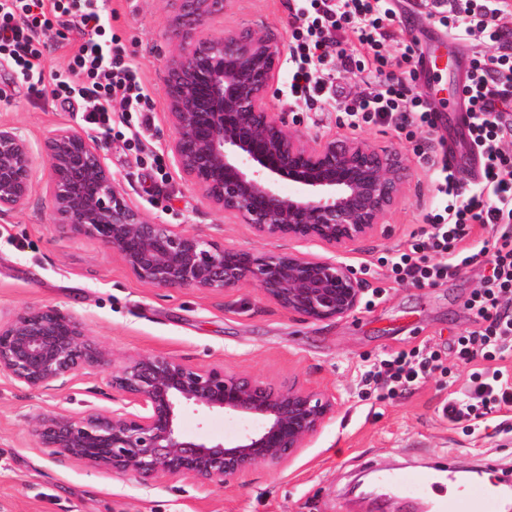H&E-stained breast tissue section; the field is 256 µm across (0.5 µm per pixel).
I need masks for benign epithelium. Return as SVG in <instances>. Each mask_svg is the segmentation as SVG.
Masks as SVG:
<instances>
[{
  "label": "benign epithelium",
  "instance_id": "1",
  "mask_svg": "<svg viewBox=\"0 0 512 512\" xmlns=\"http://www.w3.org/2000/svg\"><path fill=\"white\" fill-rule=\"evenodd\" d=\"M168 2V37L177 53L165 92L176 166L225 218L251 225L260 238L317 241L336 253L374 238L401 194V156L354 138L309 140L291 131L268 111L280 66L276 39L254 28L202 35L228 0ZM44 153L52 223L96 237L144 284L203 292L251 284L312 321L345 318L362 301L364 281L335 258L229 247L152 221L127 199L103 146L75 129L55 131ZM32 172L27 144L0 127V213L27 201ZM283 183L294 193L283 195ZM111 365L110 354L88 339L82 324L56 308L0 318V376L43 390L87 368H110L112 391L120 396L110 412L40 416L36 443L145 486L161 477L222 485L258 465H283L336 407L318 392L272 387L170 356L144 354ZM185 407L259 419L262 427L229 445L189 439L178 426Z\"/></svg>",
  "mask_w": 512,
  "mask_h": 512
}]
</instances>
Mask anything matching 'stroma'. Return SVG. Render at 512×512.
Here are the masks:
<instances>
[{
	"mask_svg": "<svg viewBox=\"0 0 512 512\" xmlns=\"http://www.w3.org/2000/svg\"><path fill=\"white\" fill-rule=\"evenodd\" d=\"M110 6L112 31L137 66L154 109L143 130L128 114L113 112L112 134L102 142L106 163L131 202L155 222L230 247L326 256L317 242L257 237L250 225L225 218L189 182L168 149L173 129L164 83L174 54L170 8L165 0H111ZM395 6V37L384 43V55L395 58L411 43L437 47L441 62L432 84H424L409 66L398 75L414 93L450 112L457 104L455 82L470 59L494 57L496 46L449 38L428 0H395ZM292 7L293 0H228L203 33L218 37L250 25L274 34L285 53ZM39 40L48 46L42 83L20 88L0 70V126L25 140L36 158L31 196L0 213V315L54 307L76 318L115 364L142 354L171 356L274 387L295 384L333 396L336 412L282 467L259 465L221 486L162 478L147 488L132 477L54 456L32 436L40 414L111 409L109 371L91 368L41 391L0 376V512H425L427 498L364 497L355 485L377 469L431 471L447 461L460 470H483L493 481L512 475V416L499 425L477 419L466 428L440 411L449 392H465L469 385L471 369L456 359L451 345L474 326L464 303L479 287L482 267L468 266L447 281L416 288L395 283L383 263L424 227L435 201L431 138L451 143L459 167L467 165V147L452 123L432 134L374 123L350 128L337 106L311 109L289 102L284 87L290 63L281 62L270 112L285 113L289 126L309 138L354 137L379 150L399 151L407 167L403 194L377 236L339 255L366 282L360 306L344 319L305 321L249 284L226 293L142 284L119 254L96 238L75 237L52 224L44 142L61 128L92 138L98 132L78 113L52 102V74L66 64L78 33L57 26ZM413 348L441 352L448 374H433L395 398H364L367 366ZM179 425L188 437L221 442L259 427L255 420L190 409L181 412Z\"/></svg>",
	"mask_w": 512,
	"mask_h": 512,
	"instance_id": "obj_1",
	"label": "stroma"
}]
</instances>
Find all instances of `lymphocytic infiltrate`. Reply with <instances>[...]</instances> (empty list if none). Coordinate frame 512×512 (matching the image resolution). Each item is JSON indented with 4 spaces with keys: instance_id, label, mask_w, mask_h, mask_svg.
I'll return each instance as SVG.
<instances>
[{
    "instance_id": "1",
    "label": "lymphocytic infiltrate",
    "mask_w": 512,
    "mask_h": 512,
    "mask_svg": "<svg viewBox=\"0 0 512 512\" xmlns=\"http://www.w3.org/2000/svg\"><path fill=\"white\" fill-rule=\"evenodd\" d=\"M292 30L288 98L298 102H336L351 126L386 124L396 129L416 126L435 131V111L422 96L410 93L401 79L389 75L369 91L342 98L327 82L331 60L325 48L344 34H355L357 50L340 52L344 69L365 71L367 63L386 67L380 48L390 37L397 16L393 0H299ZM512 0H449L440 23L463 26L476 41L492 42L496 57H473L466 86L470 121L466 140L480 162V178L465 186L447 148L431 157L437 172V206L429 228L413 233L406 249L391 261L396 282L424 288L454 276L461 268L485 260L488 269L465 306L478 327L457 337L458 361L472 366L463 396L449 395L441 406L449 421L492 420L512 407V373L502 361L512 359ZM108 0H0V66L20 83L43 80L44 47L38 35L53 26L77 30L81 40L64 68L52 75V99L82 121L110 134L112 108L134 113L141 125L151 123L149 95L121 43L112 31ZM490 228L480 250L469 241L475 227ZM444 364L437 351H399L382 360L375 378L389 394L398 395L423 383Z\"/></svg>"
}]
</instances>
